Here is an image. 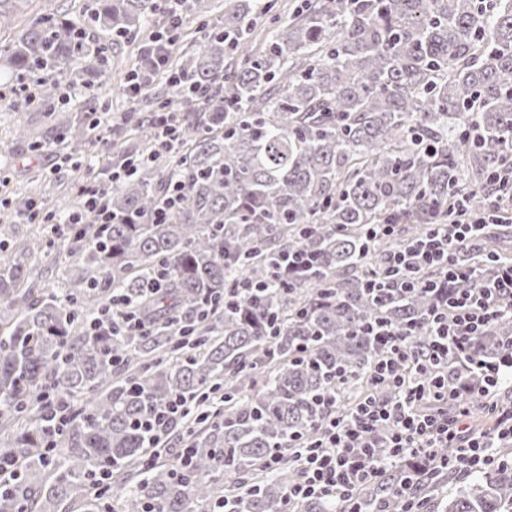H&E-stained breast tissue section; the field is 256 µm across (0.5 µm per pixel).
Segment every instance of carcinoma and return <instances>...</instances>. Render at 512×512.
Returning a JSON list of instances; mask_svg holds the SVG:
<instances>
[{
    "label": "carcinoma",
    "instance_id": "carcinoma-1",
    "mask_svg": "<svg viewBox=\"0 0 512 512\" xmlns=\"http://www.w3.org/2000/svg\"><path fill=\"white\" fill-rule=\"evenodd\" d=\"M162 13L159 0H99L93 20L117 36L142 34ZM244 0L224 8V23L175 56L199 90L224 85L187 113L183 147L159 155L109 190L105 205L129 224H71L81 272L60 291L28 284L23 247H0V456L20 478L0 494V512H108L122 477L121 512H194L199 502L228 512H281L299 475L293 438L323 417L318 396L350 374L345 391L367 393L383 348L361 331L375 319L414 327L412 348L428 341L427 313L438 301L421 289L388 298L371 291L366 269L448 221L461 201L479 211L485 173L512 164V0H307L271 33L263 51L238 58L227 48L254 25ZM16 70L58 69L73 77L95 69L99 49L73 23L35 20L4 47ZM48 109L60 86L37 88ZM129 131L147 153L149 118ZM78 155L95 146L81 123L65 126ZM474 183L462 182V171ZM182 202L152 223L169 180ZM401 225L370 242L368 225ZM313 253V266L286 284L267 280L274 258ZM508 257L488 247L465 252L478 272ZM241 291L224 306L229 280ZM121 300L143 321L89 329ZM512 343V317L474 337L473 351L499 356ZM224 391V421L196 418L190 457L144 465L154 455L139 426L177 395L204 402ZM84 397L55 433L31 396ZM278 453V468L266 461ZM406 461L356 489L367 512H396ZM224 475L219 493L216 474ZM453 473L422 478L409 493L441 512H512V469L481 476L439 495Z\"/></svg>",
    "mask_w": 512,
    "mask_h": 512
}]
</instances>
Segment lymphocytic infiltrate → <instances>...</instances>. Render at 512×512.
Here are the masks:
<instances>
[{"label":"lymphocytic infiltrate","instance_id":"1","mask_svg":"<svg viewBox=\"0 0 512 512\" xmlns=\"http://www.w3.org/2000/svg\"><path fill=\"white\" fill-rule=\"evenodd\" d=\"M184 2L162 0L170 31L144 45L140 67L126 79L128 100H136L150 79L163 73L183 90L187 104L196 103L198 92L186 75L166 69L174 43L172 32L184 22ZM130 174V165L115 166L102 181L82 187L85 208L98 223H115L102 197ZM497 221L492 214L469 223L438 224L423 240L387 256L384 270L393 292L421 286L420 274L430 267L443 271L446 281L470 279L474 286L444 295L430 312L431 339L425 352L413 351L410 330L364 324V332L385 349L371 383L393 388L397 396L369 398L342 419L335 412V393L326 394V415L317 426L319 437L305 446L300 477L287 489L289 501L321 498L333 501L336 512H361L354 489L382 479L387 467L406 456L419 459L421 475L446 469L468 477L512 465V459L501 452L503 441H512V405H501L494 396L497 385L512 375V346L492 360L472 351L475 336L498 317L512 315V264L480 274L459 261L460 253L476 246L487 226ZM475 401L493 416L494 431L470 430L467 421Z\"/></svg>","mask_w":512,"mask_h":512}]
</instances>
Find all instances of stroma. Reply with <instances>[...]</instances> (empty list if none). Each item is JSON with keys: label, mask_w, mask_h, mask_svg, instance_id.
Wrapping results in <instances>:
<instances>
[{"label": "stroma", "mask_w": 512, "mask_h": 512, "mask_svg": "<svg viewBox=\"0 0 512 512\" xmlns=\"http://www.w3.org/2000/svg\"><path fill=\"white\" fill-rule=\"evenodd\" d=\"M252 2L256 25L247 38V45L259 52L273 30L287 24L302 0ZM95 5L96 0H22L12 25L0 28L2 45L12 42L17 32L39 18L64 17L78 21L93 45L104 46L105 65L112 73L111 82L103 85L95 72H85L75 82L76 96L52 111L38 104L22 112L14 110L9 105L11 82L0 77V217L8 215L7 203L31 196L33 187L45 184L49 185L50 192L40 201V209L67 216L82 199L81 186L87 185L95 172L114 158L116 148L132 151L138 147L135 138L118 139L115 130L124 124L128 104L123 86L127 74L137 63L142 39L113 37L109 30L92 21ZM70 121L94 127L98 139L90 169L80 175L75 173L73 162L64 161L55 151L61 141L60 132ZM20 126L29 131L30 143L17 141L15 130ZM9 217V223L0 221V247L13 250L37 243L38 253L29 263V282L42 291L57 290L61 282L79 268L66 231L52 232L50 225L28 223L18 214Z\"/></svg>", "instance_id": "obj_1"}]
</instances>
